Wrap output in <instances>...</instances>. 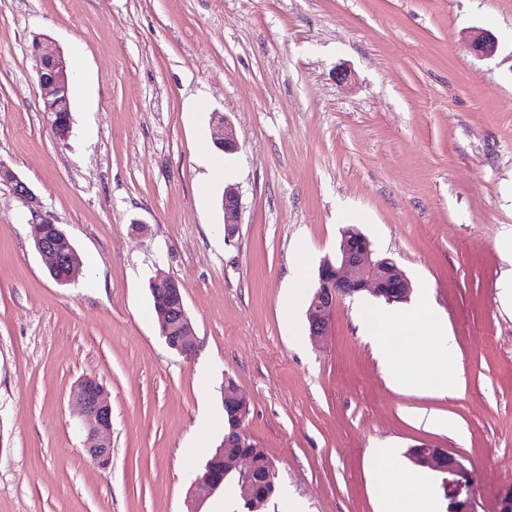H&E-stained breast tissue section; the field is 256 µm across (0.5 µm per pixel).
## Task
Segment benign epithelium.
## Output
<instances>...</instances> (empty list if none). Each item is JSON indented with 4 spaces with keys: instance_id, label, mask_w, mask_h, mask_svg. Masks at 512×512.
Listing matches in <instances>:
<instances>
[{
    "instance_id": "obj_1",
    "label": "benign epithelium",
    "mask_w": 512,
    "mask_h": 512,
    "mask_svg": "<svg viewBox=\"0 0 512 512\" xmlns=\"http://www.w3.org/2000/svg\"><path fill=\"white\" fill-rule=\"evenodd\" d=\"M471 45L479 56H490L495 52L496 39L493 34L476 30L471 35ZM37 82L50 115L48 125L60 140L69 137L70 130L57 127L52 116L57 112L70 111V89L73 75L63 53L46 40L40 41L34 51ZM213 141L226 151L237 150V139L232 123L218 116L212 122ZM0 185L7 186L12 194L29 209L33 221L38 224L34 235L37 252L45 260L48 271H55L63 261L76 255L68 236L52 225L50 217L43 213L41 201L34 191L11 169L0 162ZM224 237L231 239L238 231L242 202L236 188L224 190ZM153 295L159 302L157 309L159 333L166 344L179 354L190 358L198 348L192 321L185 303L168 304L179 291L178 282L158 272L153 280ZM413 291L412 282L406 272L391 258H375L368 238L355 228L343 231L336 258L322 261L318 268L317 286L312 295L307 321L309 336L319 345L330 335L331 320L336 304L346 298L367 292L386 301L404 302ZM73 399L84 416V449L90 459L101 469L112 465V408L105 387L97 380L87 378L77 384ZM224 412L230 421L229 434L217 449L219 460L226 463L225 469L236 473L242 496L253 502L252 488L256 481L254 443L244 429L249 414V403L239 386L227 383L224 386ZM408 456L417 465L431 467L444 474L443 488L451 504V512H476L471 472L465 458L449 448L424 443L409 449ZM224 486V476L212 464L193 481L191 494L196 499Z\"/></svg>"
}]
</instances>
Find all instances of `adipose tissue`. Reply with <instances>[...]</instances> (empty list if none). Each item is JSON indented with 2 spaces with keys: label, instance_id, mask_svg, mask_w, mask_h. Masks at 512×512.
<instances>
[{
  "label": "adipose tissue",
  "instance_id": "1",
  "mask_svg": "<svg viewBox=\"0 0 512 512\" xmlns=\"http://www.w3.org/2000/svg\"><path fill=\"white\" fill-rule=\"evenodd\" d=\"M362 331L370 336L391 385L407 391L429 387L444 395L457 394L460 385L450 363L456 346L442 318L421 293L413 308L363 309ZM433 498L426 475L413 471L380 482L381 512H429Z\"/></svg>",
  "mask_w": 512,
  "mask_h": 512
}]
</instances>
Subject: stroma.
<instances>
[{"label":"stroma","instance_id":"stroma-1","mask_svg":"<svg viewBox=\"0 0 512 512\" xmlns=\"http://www.w3.org/2000/svg\"><path fill=\"white\" fill-rule=\"evenodd\" d=\"M476 29L496 37L492 57L474 53ZM37 36L76 75L64 142L42 110ZM217 113L233 154L212 143ZM0 162L82 263L54 280L0 186V512H188L229 378L305 512H379L369 449L410 471L422 443L463 455L477 512H498L512 485V0H0ZM229 184L243 208L228 242ZM351 226L428 288L460 395L390 386L358 324L371 295L340 301L312 343L317 269ZM160 270L182 286L192 357L151 314ZM88 377L112 406L105 470L71 398ZM425 410L458 434L420 423Z\"/></svg>","mask_w":512,"mask_h":512}]
</instances>
